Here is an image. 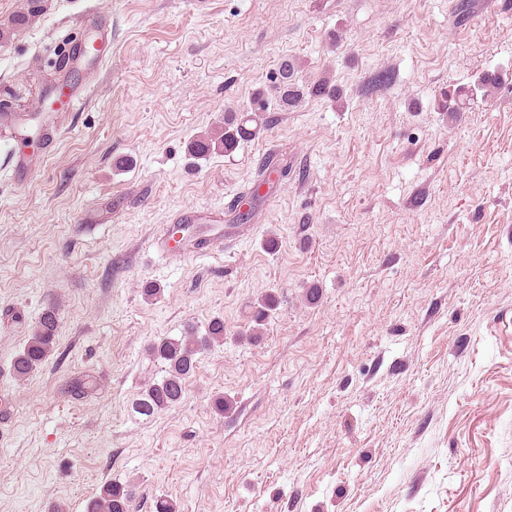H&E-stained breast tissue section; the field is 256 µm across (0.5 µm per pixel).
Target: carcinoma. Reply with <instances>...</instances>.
Masks as SVG:
<instances>
[{"label":"carcinoma","instance_id":"1","mask_svg":"<svg viewBox=\"0 0 512 512\" xmlns=\"http://www.w3.org/2000/svg\"><path fill=\"white\" fill-rule=\"evenodd\" d=\"M295 66L284 59L278 72L277 93L282 104L287 105L300 96L295 78ZM445 107L450 112H463L469 95L463 88H450L444 93ZM258 108L249 112H226L224 122L214 129L195 136L188 143V152L196 158H206L213 154L232 155L241 143L252 140L269 130L273 116L269 113L263 93L257 92ZM288 170V161L278 156L268 155L258 163L257 180L250 189L247 204L249 211L243 213L235 209L232 222L245 224L250 219L251 210L264 200L260 193L263 185H273L280 179L281 171ZM277 298L266 295L254 305L252 319L261 324L275 310ZM60 327L59 309L49 304L43 310L32 335L22 350L15 356L12 366L17 379L23 380L40 366L55 351ZM224 341V318H212L202 335L191 330L178 338L166 337L152 344L151 355L164 365V375L145 390V393L132 405L134 413L146 418L180 402L184 396L185 383L196 369L200 355L216 343ZM95 389L90 376L73 381L68 391L76 399L87 397ZM135 493L131 486L112 481L104 484L86 504V512H133Z\"/></svg>","mask_w":512,"mask_h":512}]
</instances>
